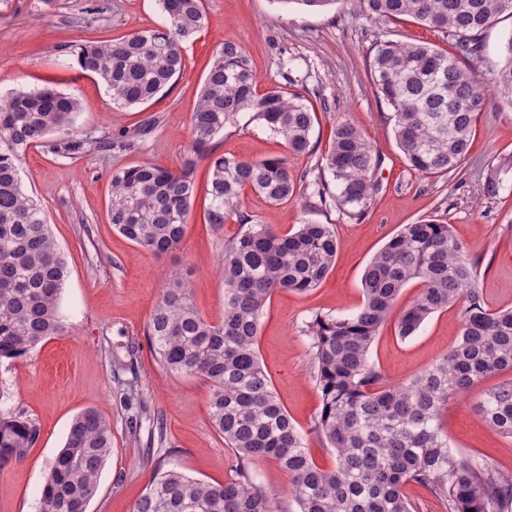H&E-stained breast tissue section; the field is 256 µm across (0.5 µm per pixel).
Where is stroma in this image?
Wrapping results in <instances>:
<instances>
[{
	"mask_svg": "<svg viewBox=\"0 0 512 512\" xmlns=\"http://www.w3.org/2000/svg\"><path fill=\"white\" fill-rule=\"evenodd\" d=\"M207 23L187 43V66L172 87L137 106L113 104L105 85L73 67L66 51L151 29L162 17L157 0H0V98L49 84L74 94L80 112L70 134L56 133L28 149L20 169L25 189L41 205L69 268L61 296L63 335L20 359L0 361V415L20 413L39 430L18 462L0 468V512H40L44 476L63 447L73 418L96 410L112 427V453L89 512H133L157 462H175L188 476L224 482L233 454L209 420L210 384L166 373L146 336L160 292L173 273L192 284L203 316L224 311V241L241 226L207 224L206 165L195 175L196 199L183 243L163 256L131 242L112 225V176L139 163L178 167L189 146V121L205 76L224 40L237 42L249 60L259 92L277 88L299 95L318 121L312 152L293 154L284 140L251 114L214 142L216 154L261 160L282 157L298 177L294 198L273 204L251 190L242 209L254 223L287 233L309 220L333 225L335 264L307 293L279 291L267 305L259 336L260 361L297 427L308 431L315 461L333 457L310 429L320 405L304 328L314 314H349L363 301L361 276L372 256L403 225L435 217L450 224L467 254L479 260L478 288L486 307H512V105L489 92L477 114L470 150L454 172L424 174L407 163L393 132V109L370 77L371 47L378 41H425L448 55L456 50L442 33L413 19L375 23L355 0L319 11L281 0H204ZM512 16L481 36L484 50L461 59L464 69L490 77L505 60ZM354 123L380 155L379 190L361 219L320 206L312 194L318 163L337 122ZM106 138V150L72 157L57 151L67 136ZM499 194L487 198L489 174ZM461 311L453 306L427 319L415 336L400 339L396 319L381 328L371 358L390 382L429 368L455 342ZM480 387L449 399L444 429L455 452L477 456L512 474V438L486 425L474 406ZM162 423L166 440L150 439ZM258 482L277 512H297L288 481L271 459L255 461Z\"/></svg>",
	"mask_w": 512,
	"mask_h": 512,
	"instance_id": "obj_1",
	"label": "stroma"
}]
</instances>
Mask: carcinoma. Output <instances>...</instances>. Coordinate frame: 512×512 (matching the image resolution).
I'll return each instance as SVG.
<instances>
[{
  "instance_id": "obj_1",
  "label": "carcinoma",
  "mask_w": 512,
  "mask_h": 512,
  "mask_svg": "<svg viewBox=\"0 0 512 512\" xmlns=\"http://www.w3.org/2000/svg\"><path fill=\"white\" fill-rule=\"evenodd\" d=\"M375 22L414 19L445 34L457 56L479 54V36L512 0H357ZM166 23L111 42L83 45L79 72L100 77L118 105L148 102L176 80L187 62L183 45L205 26L203 0H158ZM424 43L384 41L370 61L373 83L394 111V136L408 164L425 174L457 170L468 153L475 116L487 91L477 75ZM512 105V37L493 75ZM79 103L52 87L19 91L0 100V360L25 356L65 331L61 293L66 262L44 211L24 191L19 169L26 151L49 135L70 130ZM242 112L280 135L294 154L312 151L315 113L281 90L260 94L241 47L226 40L216 53L190 116V147L181 165L138 164L112 176L111 221L120 234L157 255L178 249L194 202V172L209 164L208 223L235 219L245 230L224 240V315L204 318L191 284L170 277L147 323L160 367L199 376L211 385L209 419L234 454L230 476L211 484L177 465L154 471L134 512H276L251 464L270 457L288 473L298 512H414L404 494L414 482L445 501L448 512H504L512 505V475L448 448L443 414L448 399L504 371L512 372V307L490 310L477 288L478 263L452 226L437 219L406 224L366 265L363 303L348 315H317L307 325L320 408L311 433L329 448L333 464H318L306 436L279 402L258 355L261 317L273 293H306L332 270L338 247L330 224L305 222L282 235L253 224L241 211L249 188L272 203L296 195L297 176L284 158L241 160L213 155V143ZM71 138L69 155L90 144ZM381 162L354 124H336L315 179L320 204L351 217L365 215L379 190ZM420 283L400 312L407 339L434 313L463 307L458 338L420 374L386 382L371 347L404 288ZM494 430L512 438V378L486 387L476 406ZM38 428L21 416L0 418V468L35 445ZM112 451V429L95 410L71 423L44 478L41 512H87Z\"/></svg>"
}]
</instances>
